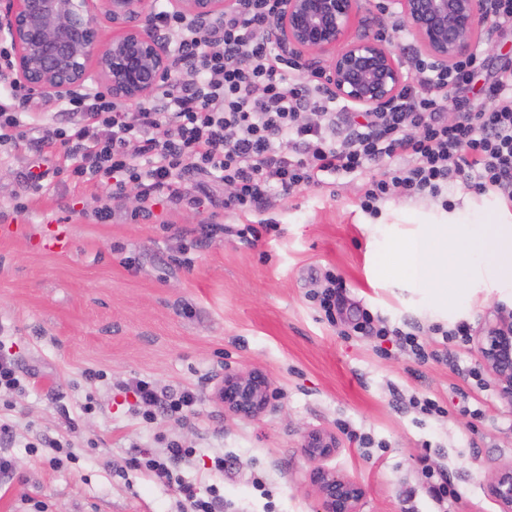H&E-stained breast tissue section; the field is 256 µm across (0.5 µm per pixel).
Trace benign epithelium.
Here are the masks:
<instances>
[{"label":"benign epithelium","mask_w":512,"mask_h":512,"mask_svg":"<svg viewBox=\"0 0 512 512\" xmlns=\"http://www.w3.org/2000/svg\"><path fill=\"white\" fill-rule=\"evenodd\" d=\"M151 0H5L0 37L13 50V80L63 97L84 87L94 67L104 92L117 104L149 99L176 80L167 40L154 22ZM359 0H277L268 37L285 54L308 55L305 68L338 98L364 110H383L400 94L405 77L381 33L349 35ZM240 0H170L171 10L200 23H215ZM112 24L101 42L94 14ZM396 17L418 52L447 67L480 43L491 19L489 0H384L376 25ZM482 366L501 397L512 402V311H501L477 336ZM224 411L255 418L274 406L268 378L259 371L227 372L219 389ZM337 451L336 435L311 431L303 453L320 507L317 512H360L365 495L353 479L321 462ZM489 493L500 512H512V462L492 474Z\"/></svg>","instance_id":"1"}]
</instances>
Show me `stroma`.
I'll use <instances>...</instances> for the list:
<instances>
[{"label":"stroma","mask_w":512,"mask_h":512,"mask_svg":"<svg viewBox=\"0 0 512 512\" xmlns=\"http://www.w3.org/2000/svg\"><path fill=\"white\" fill-rule=\"evenodd\" d=\"M387 163L355 175H328L319 186L273 208L225 211L228 190L194 179L201 205L183 201L151 209L123 199L112 216L95 211L102 192L73 181L36 141L0 165V351L32 378L0 393V424L16 437L6 456L15 476L0 483V512H178L176 487L130 467L143 450L175 439L194 451L181 474L206 494L217 487L224 512H316L302 451L312 430L335 433L339 449L326 467L360 483L361 512H500L487 478L512 461V402L484 373L476 341L443 343L444 330L472 331L512 309V288H478L449 312L378 271L389 236L426 223V201L393 198L378 216L359 207L363 184ZM43 174L30 191L24 173ZM275 223L254 243L230 234L238 224ZM227 233L182 250L202 224ZM343 279L347 303L399 326L413 320L430 348L447 359L418 362L396 341L348 335L330 325L313 294L325 271ZM88 369L104 374L89 385ZM258 370L275 405L254 419L225 414L216 390L225 370ZM484 391H476L474 374ZM157 389H193L197 413L146 422L137 412L135 380ZM482 414L465 413L464 395ZM439 401L444 415L409 408L411 396ZM368 435L361 448L347 432ZM45 437L73 446L74 458L50 466ZM223 457V472L212 462ZM446 469L455 498L438 503L424 467ZM274 490L265 500L253 486Z\"/></svg>","instance_id":"35a3bbf8"}]
</instances>
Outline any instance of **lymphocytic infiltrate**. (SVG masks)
Here are the masks:
<instances>
[{
    "instance_id": "obj_1",
    "label": "lymphocytic infiltrate",
    "mask_w": 512,
    "mask_h": 512,
    "mask_svg": "<svg viewBox=\"0 0 512 512\" xmlns=\"http://www.w3.org/2000/svg\"><path fill=\"white\" fill-rule=\"evenodd\" d=\"M275 6L276 0H244L205 38L158 0L155 17L172 37L179 82L162 86L134 112L100 92L63 101L65 122L41 129L39 142L61 151L77 181L106 194L108 205L96 211L100 220L110 218L111 202L131 184L143 200L181 202L189 197L186 177H213L231 188L225 210L246 212L265 205L273 192L287 195L320 184L322 175L353 174L386 159L398 165L365 184L360 205L366 213L377 214L393 196L439 197L456 180L512 205V62L489 73L477 53L446 68L420 57L415 83L387 109L340 112L321 84L299 82L298 59L278 53L267 39ZM481 71L485 82L477 89ZM474 90L484 106H474ZM30 99L25 87L0 79V147L28 138ZM348 325L358 336L395 337L418 360L440 357L420 343L418 328L389 326L366 309H356ZM134 391L148 422L159 412L187 418L197 402L190 389L170 395L142 379ZM191 455L172 440L132 463L177 483L181 512H222L223 497L201 498L181 481L177 469Z\"/></svg>"
}]
</instances>
